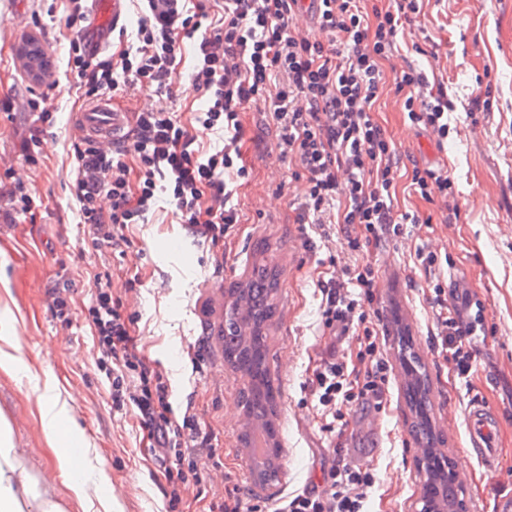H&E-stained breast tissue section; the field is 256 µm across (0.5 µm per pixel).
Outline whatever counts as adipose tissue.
<instances>
[{"label": "adipose tissue", "instance_id": "adipose-tissue-1", "mask_svg": "<svg viewBox=\"0 0 512 512\" xmlns=\"http://www.w3.org/2000/svg\"><path fill=\"white\" fill-rule=\"evenodd\" d=\"M20 338L16 319L9 305L0 306V371L27 383L36 394L39 417L54 454V469L68 482L79 502L91 495L104 498L105 512H115L116 500L106 496L109 472L93 455L74 417L75 396L60 390L51 374L39 375L19 356ZM0 512H61L52 496V486L36 474L16 448L11 430L0 426Z\"/></svg>", "mask_w": 512, "mask_h": 512}]
</instances>
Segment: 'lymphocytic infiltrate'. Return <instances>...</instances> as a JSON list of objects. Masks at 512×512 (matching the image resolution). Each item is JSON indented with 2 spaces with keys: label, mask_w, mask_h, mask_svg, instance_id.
Wrapping results in <instances>:
<instances>
[{
  "label": "lymphocytic infiltrate",
  "mask_w": 512,
  "mask_h": 512,
  "mask_svg": "<svg viewBox=\"0 0 512 512\" xmlns=\"http://www.w3.org/2000/svg\"><path fill=\"white\" fill-rule=\"evenodd\" d=\"M187 0H147L148 17L135 41L126 30L112 33L122 44L117 54L91 51L84 35L69 42L68 65L78 97L118 89L154 88L158 105L134 114L128 133L111 147L83 138L72 149V197L88 247L123 240L128 225L145 223L167 194L178 223L211 245L223 243L240 221L233 183L248 179L241 162V114L252 105L267 112L279 131L281 158L293 162L305 183L296 221L342 226L350 251L364 252L382 238L400 234L406 214L394 208L401 157L373 109L386 81L403 95V110L415 123L447 140L454 106L445 84L431 83L426 70L406 62L385 74L384 61L399 54L404 22L421 14L423 0H394L391 9L366 12L360 0H320L315 31L297 26L300 0H224V18L203 25L189 14ZM192 41L184 57L183 41ZM204 102L194 121L221 133V146L204 149L171 111L172 79L180 70ZM108 198L102 207L100 198ZM378 286L371 264L346 269L343 279L319 285L324 328L359 341L358 361H370L362 382L351 383L345 362L328 359L312 391L323 408L338 402L381 405L386 392V361L366 311ZM439 309V347L459 380L470 381L477 365L474 336L482 315L463 319L448 308L442 284L433 286ZM85 320L97 360L110 384L112 406L133 409L148 429L155 458L167 472L170 501L198 480L200 463L211 451L208 434L184 433L170 417L169 385L151 370L131 337V317L112 297V275H96V292ZM375 484L370 469L332 471L328 489L302 492L278 504L276 512H368Z\"/></svg>",
  "instance_id": "obj_1"
}]
</instances>
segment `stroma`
Wrapping results in <instances>:
<instances>
[{
  "label": "stroma",
  "mask_w": 512,
  "mask_h": 512,
  "mask_svg": "<svg viewBox=\"0 0 512 512\" xmlns=\"http://www.w3.org/2000/svg\"><path fill=\"white\" fill-rule=\"evenodd\" d=\"M66 0H0V99L49 98L56 121L44 127L37 165H26L20 143L35 128L29 112L0 110V204L16 180L40 200L35 216L0 222V301L14 309L21 356L32 370L51 372L60 387L77 397L74 415L105 463L112 494L122 512H209L213 502L242 501L251 512H273L285 497L322 491L335 466L369 467L375 475L370 512H414L419 493L416 444L406 404L404 374L391 317L408 326L415 351L431 380L430 405L456 470L466 512H498L512 497V0H427L423 11L401 29L398 42L409 59L448 86L455 106L447 143L411 123L393 89L380 97L375 119L401 155L420 166L447 171L454 183L458 216L445 222L442 202L414 193L409 175L398 179L400 212L412 215L401 236L354 253L339 225L295 223L293 207L305 184L276 148L278 131L256 109L243 116V159L251 173L237 186L242 209L223 244L211 246L178 224L170 205L129 225L126 243L91 251L71 195L72 144L83 100L74 80L63 77L68 41ZM34 39L49 47L48 76L33 83L20 63L19 46ZM492 88L493 109L469 115L465 106L478 78ZM279 273L276 314L268 329V359L277 388L276 425L283 452V480L276 488H255L239 436L245 425L239 393L248 379L224 361L217 334L224 321L230 284L244 279L257 246ZM431 247L447 262L431 274L415 251ZM371 263L379 286L378 341L388 361L389 395L382 407L358 402L343 406L340 432L327 430L310 386L328 348L356 366L358 341L333 340L320 317V280L344 267ZM112 274V295L133 318L131 335L146 363L168 380L170 417L182 422L192 412L198 429L212 437L200 482L188 483L177 508L171 487L150 448L146 430L131 412L115 411L110 387L96 367L95 340L85 323L96 288L94 275ZM141 285L129 288L128 279ZM457 282L483 309L485 337L471 383L460 382L440 355L432 309V281ZM72 291L69 323L57 318L51 291ZM495 410L500 456L480 463L468 444L465 411L474 400ZM0 414L6 416L17 447L29 449V466L48 470L53 457L39 420L37 397L0 372Z\"/></svg>",
  "instance_id": "stroma-1"
}]
</instances>
